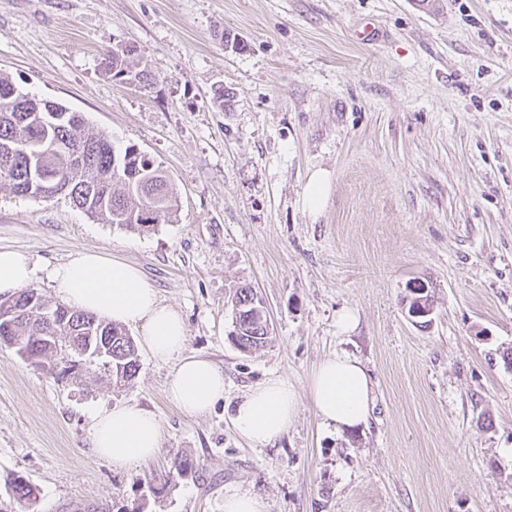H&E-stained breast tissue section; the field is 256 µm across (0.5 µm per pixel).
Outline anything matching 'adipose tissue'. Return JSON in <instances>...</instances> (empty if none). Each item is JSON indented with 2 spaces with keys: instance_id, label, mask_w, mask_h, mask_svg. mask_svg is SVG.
I'll return each instance as SVG.
<instances>
[{
  "instance_id": "1",
  "label": "adipose tissue",
  "mask_w": 512,
  "mask_h": 512,
  "mask_svg": "<svg viewBox=\"0 0 512 512\" xmlns=\"http://www.w3.org/2000/svg\"><path fill=\"white\" fill-rule=\"evenodd\" d=\"M33 275L34 265L27 254L0 249V295L14 294ZM48 277L68 305L141 328L151 357L173 366L167 397L181 412L205 415L223 399V371L207 359L186 353L187 328L180 313L161 302L137 266L96 250H82L52 267ZM301 394L282 377L252 385L233 408L237 433L256 446L277 443L297 415ZM305 394L323 420L352 430L368 419L372 382L360 359L341 352L319 363ZM161 435L159 419L135 405H118L92 417L93 447L117 468L132 469L153 457Z\"/></svg>"
}]
</instances>
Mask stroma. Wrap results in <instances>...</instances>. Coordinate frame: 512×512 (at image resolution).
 <instances>
[{
    "instance_id": "stroma-1",
    "label": "stroma",
    "mask_w": 512,
    "mask_h": 512,
    "mask_svg": "<svg viewBox=\"0 0 512 512\" xmlns=\"http://www.w3.org/2000/svg\"><path fill=\"white\" fill-rule=\"evenodd\" d=\"M121 45L149 90L103 73ZM1 71L160 163L178 211L138 231L0 187V248L32 258L53 303L47 273L75 252L137 265L184 318L187 353L224 373L223 401L189 416L146 351L120 386L98 361L43 371L0 348L1 502L18 473L34 512H224L233 492L266 512H512V0H0ZM418 282L425 326L405 307ZM244 283L271 322L248 353L231 339ZM341 351L371 377L365 426L336 430L304 397L275 445L237 434L247 387L306 390ZM118 404L162 425L134 471L92 445V415ZM178 458L195 467L172 482Z\"/></svg>"
}]
</instances>
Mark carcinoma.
Segmentation results:
<instances>
[{
	"instance_id": "carcinoma-1",
	"label": "carcinoma",
	"mask_w": 512,
	"mask_h": 512,
	"mask_svg": "<svg viewBox=\"0 0 512 512\" xmlns=\"http://www.w3.org/2000/svg\"><path fill=\"white\" fill-rule=\"evenodd\" d=\"M134 52L116 47L103 59V70L119 80H132L140 87L151 85L152 74L139 69ZM15 84L0 73V184L20 196L26 195L29 166L36 162L17 153L23 142L47 137L66 150L41 157L42 167L67 185L65 195L92 218L140 230L168 222L175 213L176 197L168 177L154 161L130 145L115 149L109 139L86 129L84 117L55 102L31 98L16 89L7 96L5 88ZM63 119L49 129L43 118L49 111ZM14 311L12 323L0 322V346L36 357L33 365L46 368L48 360L66 351L91 359L103 351L109 375L115 383L130 380L137 371L132 337L124 328L97 315L65 305L51 306L35 288L11 297H0V309ZM261 298L253 288H237L233 309L238 322L237 345L244 351L263 345L269 328L257 318ZM13 512H30L37 500V488L27 478L15 474L9 480Z\"/></svg>"
}]
</instances>
